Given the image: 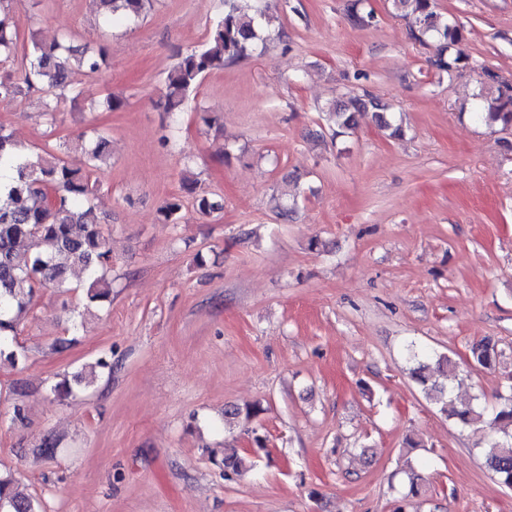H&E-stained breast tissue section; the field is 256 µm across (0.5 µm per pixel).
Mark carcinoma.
Returning a JSON list of instances; mask_svg holds the SVG:
<instances>
[{
	"label": "carcinoma",
	"instance_id": "cac0c4a2",
	"mask_svg": "<svg viewBox=\"0 0 512 512\" xmlns=\"http://www.w3.org/2000/svg\"><path fill=\"white\" fill-rule=\"evenodd\" d=\"M7 0H0V59H10L17 47V32L11 22ZM354 0L347 19L355 27H364L373 19L364 13ZM106 21L114 19L136 21L151 6V0H98ZM393 8L413 20L415 40L425 44L439 42L438 52L430 60L433 67L448 74L465 65L459 57L447 55L449 48L462 37L460 26L436 10L434 0H392ZM262 14L250 15L238 5V0H224V14L212 26L199 49L175 51V62L167 72L164 91L156 101L159 110L174 115L183 110L189 98L197 92L203 77L244 58L261 40ZM104 60L103 49L78 46L64 37L49 43L31 41L29 66L18 80H0V101H14L39 92L44 94L43 108L54 116L61 105V94L71 86L74 70L97 73ZM475 94L476 115L486 124L512 127V85L496 74L485 72ZM93 110L117 111L124 101L112 94L90 103ZM370 112L380 128L392 137L403 134L401 124L390 115L383 98L368 91L349 94L327 109L328 120L342 130H352L357 117ZM81 150L87 159L83 168L68 166L51 153H33L0 125V169L13 167L14 177L8 192L0 191V355L15 359L11 350L19 323L32 311L34 298L42 288H63L68 275L76 270L86 275V298L91 304L110 300L112 282L108 278L112 251L104 219L92 195L95 184L91 176L110 156L109 141L103 135L81 139ZM182 200L173 196L160 207L161 220L176 224L181 219ZM194 208L202 215L223 209V203L211 194L196 195ZM425 351H411L414 362L412 378L424 393L441 405V413L463 427H486L491 432L486 466L507 487H512V397L499 395L494 415L487 416L479 398L457 403L449 387L434 379L439 375L447 380L458 376L459 365L450 356H436L435 367L427 360ZM470 363L474 367L497 370L512 379V369L498 344L483 339L470 348ZM112 372V361L105 356L96 359L88 371H77L63 377L53 391L57 398L72 396L78 387L88 386L98 374ZM0 512H43L41 502L33 495L19 490L12 474L0 473Z\"/></svg>",
	"mask_w": 512,
	"mask_h": 512
}]
</instances>
